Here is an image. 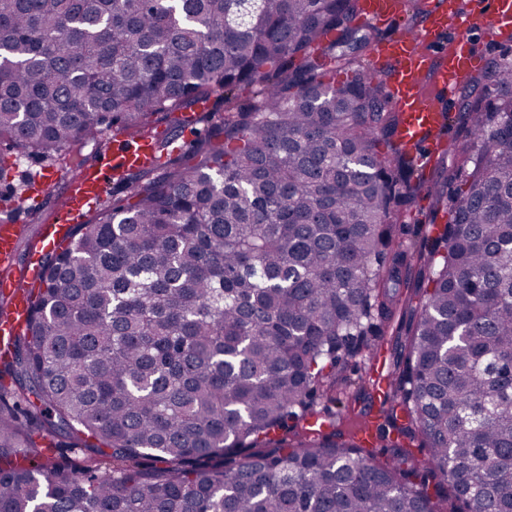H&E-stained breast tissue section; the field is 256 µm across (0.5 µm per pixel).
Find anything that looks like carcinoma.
I'll return each instance as SVG.
<instances>
[{
	"label": "carcinoma",
	"instance_id": "carcinoma-1",
	"mask_svg": "<svg viewBox=\"0 0 512 512\" xmlns=\"http://www.w3.org/2000/svg\"><path fill=\"white\" fill-rule=\"evenodd\" d=\"M171 8L0 0V141L68 174L106 120L184 128L174 113L224 91L208 136L120 178L26 289L0 354V512H512V97L491 90L512 60L464 84L450 195L361 62L360 0ZM424 194L450 219L406 245ZM413 259L430 290L371 444L346 439L315 403L385 335Z\"/></svg>",
	"mask_w": 512,
	"mask_h": 512
}]
</instances>
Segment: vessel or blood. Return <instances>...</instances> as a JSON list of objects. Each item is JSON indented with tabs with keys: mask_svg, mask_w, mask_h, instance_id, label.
Returning a JSON list of instances; mask_svg holds the SVG:
<instances>
[{
	"mask_svg": "<svg viewBox=\"0 0 512 512\" xmlns=\"http://www.w3.org/2000/svg\"><path fill=\"white\" fill-rule=\"evenodd\" d=\"M406 9V0H361L366 21L386 25L397 20ZM474 28L492 36L512 37V0H470L459 21L460 35L448 39V0H433L422 22L404 30L387 44L371 51L372 64L389 63L392 68L390 100L402 114L400 135L415 152L425 153L430 134L442 123V108L436 99L423 97L418 88L421 76L452 94L475 68L477 55L463 34ZM157 163L154 138L118 137L116 144L101 149L95 165L81 169L71 180L66 199L67 221L80 219L87 210L100 203L109 183L127 169L149 168ZM17 248L15 225H0V266L11 267ZM0 292L11 296L13 304L0 316V347L10 337L22 333L26 326L27 304L20 283L0 280Z\"/></svg>",
	"mask_w": 512,
	"mask_h": 512,
	"instance_id": "vessel-or-blood-1",
	"label": "vessel or blood"
}]
</instances>
